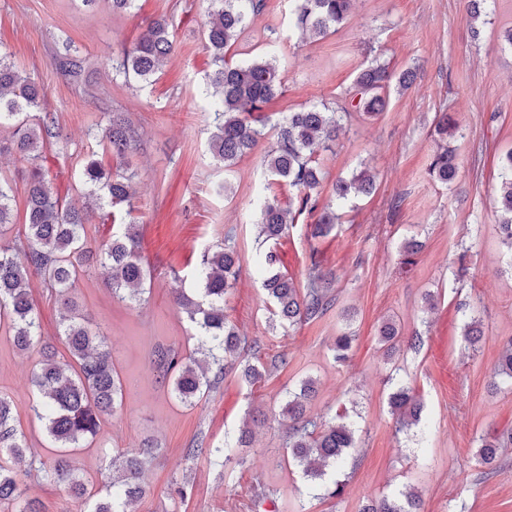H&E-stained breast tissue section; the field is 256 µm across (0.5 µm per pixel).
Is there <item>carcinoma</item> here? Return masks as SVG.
<instances>
[{
	"label": "carcinoma",
	"mask_w": 512,
	"mask_h": 512,
	"mask_svg": "<svg viewBox=\"0 0 512 512\" xmlns=\"http://www.w3.org/2000/svg\"><path fill=\"white\" fill-rule=\"evenodd\" d=\"M295 26L308 38L318 40L336 32L350 13L352 0H290ZM266 7V0H208L204 39L215 69L207 74L215 89V99L208 102L213 114L214 131L209 141L212 159L229 170L238 159L254 150L260 140H272L264 155L263 169L268 184L288 186L293 196L282 204L277 196H265L256 205V226L261 243L278 244L289 236L301 216L316 217L311 235L326 237L336 227L337 215L332 204L319 206L313 196L326 178L319 156L331 148L343 124L358 114L376 115L385 110L382 92L396 81L402 89L410 87L415 72L405 69L394 74L386 64L361 70L354 81V93L333 109L312 106L289 112L275 122L262 115L266 104L282 94L279 60L275 55L256 56L233 62L227 52L239 42L253 21ZM176 17L162 15L153 20L146 33L139 36L120 55L112 59V69L149 84L159 67L175 51ZM60 70L70 81H83L84 60L69 44L55 54ZM46 92L29 73L19 69L6 52H0V126L14 127L12 139L0 141V153L14 152L26 162L27 192L24 237L11 244L0 243V325H8L16 348H31L41 326L31 296V276L42 279L54 290L62 310L59 335L63 337L70 360L57 356L55 349L44 350L34 373V386L40 401L32 406L43 424L46 436L61 449L80 448L98 434L103 420L121 405L122 384L112 366V354L90 328L80 321L77 305L69 296L77 273L103 267L110 273L112 293L130 303L141 301L147 272L140 256V231L135 221L112 224L108 239L97 242L88 237L86 215L60 203L51 187L45 165V144L59 138L57 118L44 111ZM94 138L112 154L116 165L104 167L98 160L88 161L82 170L83 182L100 193L103 205L126 206L125 215L135 211L134 174L127 168V158L139 146L130 120L113 112L107 123L98 127ZM459 168L456 150L442 148L430 164V172L445 185L454 184ZM375 188L373 176L361 171L340 178L334 187V200L346 202L367 196ZM13 187L0 180V236L15 223ZM502 243L512 249V150L500 162L498 188ZM423 243L416 237L401 244L402 264H414L413 257ZM240 267L239 252L230 238L216 245H206L192 272V291L187 293L186 279L173 271V297L195 329L197 358L184 359L171 347L159 346L155 362L160 381L168 384L182 402H193L214 390L224 377L228 362L241 368V376L254 384L272 370L286 363V356L262 360L259 343L240 335L224 315V296L233 287ZM257 270L268 297L271 319L283 329L293 330L323 318L335 305L336 297L328 286V274L321 267L317 253L310 256V267L303 287L295 286L277 252L259 254ZM483 338L478 320L470 317L464 324V340L476 349ZM379 340L392 354L400 347L401 333L387 321L379 330ZM352 337H336L333 359H348ZM492 380L512 386V337L503 341L492 369ZM389 395L392 412L399 413L398 429L417 425L423 406L404 381L393 383ZM317 393V381L302 380L288 392L282 416L288 419L285 448L288 464L301 468L314 483L321 484L327 470L347 468L355 463L351 450L356 445V431L337 414L330 420L308 414V406ZM253 433L240 429L235 437L224 439V447L215 452L224 455V463H246L237 449L250 446ZM512 444V433L484 438L477 451L484 480L496 476L502 466L500 450ZM25 437L14 424L11 403L0 396V502L22 501L19 512H41L33 499H22L21 476L39 468L47 478L65 484L84 499L86 512H133L130 506L146 493L142 475L154 457L155 448L146 444L134 448L112 462V477L93 490L79 480L67 460L58 458L45 468L33 456L25 454ZM420 496L410 491L393 494L365 505L362 512H419Z\"/></svg>",
	"instance_id": "cac0c4a2"
}]
</instances>
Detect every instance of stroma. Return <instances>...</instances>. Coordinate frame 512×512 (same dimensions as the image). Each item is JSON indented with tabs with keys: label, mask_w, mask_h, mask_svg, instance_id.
I'll use <instances>...</instances> for the list:
<instances>
[{
	"label": "stroma",
	"mask_w": 512,
	"mask_h": 512,
	"mask_svg": "<svg viewBox=\"0 0 512 512\" xmlns=\"http://www.w3.org/2000/svg\"><path fill=\"white\" fill-rule=\"evenodd\" d=\"M206 8V0H138L134 13L116 18L108 0L93 11L81 0H0V49L44 87L60 127V139L46 150L53 187L66 205L87 209L92 238L111 230L79 180L85 157L99 148L92 129L121 112L140 135L130 163L149 289L140 303L120 300L99 269L79 274L71 290L85 323L105 337L120 379L134 386L93 442L70 451L75 473L99 485L113 457L150 441L159 453L145 473L136 512H254L251 487L258 481L276 490L278 512H360L367 501L407 484L417 487L421 512H512V447L504 449V469L493 479H480L477 460L482 438L512 428V389L493 388L490 376L502 342L512 336V251L499 238L496 194L500 157L512 148V47L504 39L512 29V0H495L478 25L464 0H354L348 21L315 42L301 39L288 0H267L264 15L237 44L238 53L253 57L271 39L280 43L286 93L268 106L272 116L336 103L352 94L357 72L375 62L416 72L409 89L390 85L385 112L353 118L320 155L327 173L321 203L331 200L337 177L363 169L375 174L376 189L343 208L330 236L314 238L299 227L281 240L277 251L296 285L305 283L314 254L334 274V308L290 332L271 326L255 272L254 225L256 198L270 193L284 201L288 191L267 186L261 150L227 176L208 151L212 119L200 95L213 69L202 33ZM164 14L180 22L179 49L154 82L112 72V58ZM65 43L85 60L83 85L68 83L53 59L54 48ZM444 111L452 118L448 143L460 156L450 187L428 171ZM223 182L227 191H218ZM413 234L424 247L405 268L400 246ZM226 237L241 263L224 313L266 354L286 355L288 362L252 386L237 368L227 369L217 391L189 405L159 381L154 357L160 344L184 357L196 346L172 302L169 271L190 272L203 244ZM462 263L469 274L461 280ZM31 285L42 336L22 354L0 327V396L11 401L32 455L49 466L58 451L33 414L32 374L42 344L59 352L64 346L54 292L36 278ZM429 292L437 297L432 310L424 300ZM461 302L484 332L474 351L464 342ZM388 318L403 335L420 334L421 349L387 355L378 328ZM343 331L354 342L348 361L338 364L331 347ZM395 370L425 402L424 424L400 432L388 407L387 378ZM309 376L318 381L311 414H343L356 431L359 462L339 472L346 482L339 498L310 497L301 469L285 464L281 406ZM260 410L266 421L254 425L251 447L239 451L245 467L213 464L208 448L223 445L225 433L238 432ZM199 434L207 449L189 455ZM182 478L189 481L183 500L171 493L173 480ZM23 489L42 512H85L83 500L43 473L33 472Z\"/></svg>",
	"instance_id": "1"
}]
</instances>
